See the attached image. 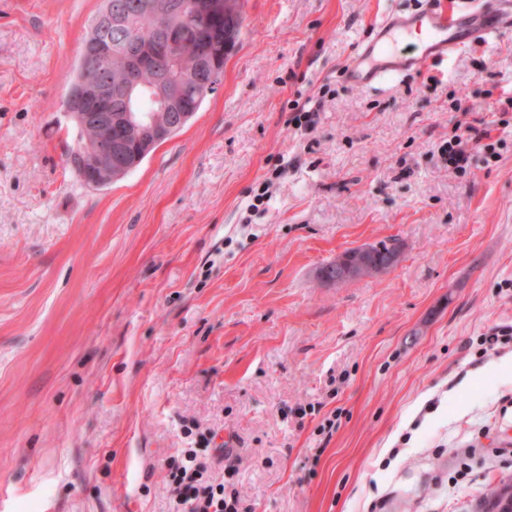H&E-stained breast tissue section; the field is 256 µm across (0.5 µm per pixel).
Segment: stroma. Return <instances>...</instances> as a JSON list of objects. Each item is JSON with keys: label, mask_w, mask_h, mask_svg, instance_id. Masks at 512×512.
I'll list each match as a JSON object with an SVG mask.
<instances>
[{"label": "stroma", "mask_w": 512, "mask_h": 512, "mask_svg": "<svg viewBox=\"0 0 512 512\" xmlns=\"http://www.w3.org/2000/svg\"><path fill=\"white\" fill-rule=\"evenodd\" d=\"M427 2L242 0L217 91L92 189L63 101L103 0H0V512H168L170 457L227 440L245 512H479L512 481V344L475 346L512 325V36L344 73ZM459 120L497 158L449 166ZM392 239L389 273L318 280Z\"/></svg>", "instance_id": "stroma-1"}]
</instances>
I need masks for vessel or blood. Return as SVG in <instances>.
<instances>
[{"mask_svg":"<svg viewBox=\"0 0 512 512\" xmlns=\"http://www.w3.org/2000/svg\"><path fill=\"white\" fill-rule=\"evenodd\" d=\"M420 31L418 52L404 42ZM512 33V0H449L415 15L382 18L371 40L353 54L347 77L353 85L373 87L398 73L415 69L420 60L442 61L479 39Z\"/></svg>","mask_w":512,"mask_h":512,"instance_id":"1","label":"vessel or blood"}]
</instances>
